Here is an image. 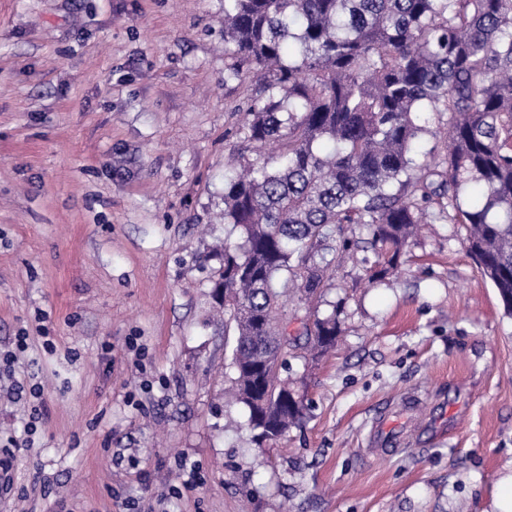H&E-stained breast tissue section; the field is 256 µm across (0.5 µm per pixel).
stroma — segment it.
Returning <instances> with one entry per match:
<instances>
[{
    "mask_svg": "<svg viewBox=\"0 0 512 512\" xmlns=\"http://www.w3.org/2000/svg\"><path fill=\"white\" fill-rule=\"evenodd\" d=\"M224 0H0V512H492L512 472V315L459 224L379 279L356 250L257 447L211 292L248 84ZM27 347L18 350V337Z\"/></svg>",
    "mask_w": 512,
    "mask_h": 512,
    "instance_id": "obj_1",
    "label": "stroma"
}]
</instances>
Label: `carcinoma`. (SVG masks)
I'll return each instance as SVG.
<instances>
[{
    "label": "carcinoma",
    "instance_id": "cac0c4a2",
    "mask_svg": "<svg viewBox=\"0 0 512 512\" xmlns=\"http://www.w3.org/2000/svg\"><path fill=\"white\" fill-rule=\"evenodd\" d=\"M227 78L251 80L240 130L256 158L224 174L222 292L232 395L277 436L300 422L280 379L288 301L319 352L333 269L365 243L387 266L418 224H462L512 314V0H224ZM445 153L417 161L432 114Z\"/></svg>",
    "mask_w": 512,
    "mask_h": 512
}]
</instances>
